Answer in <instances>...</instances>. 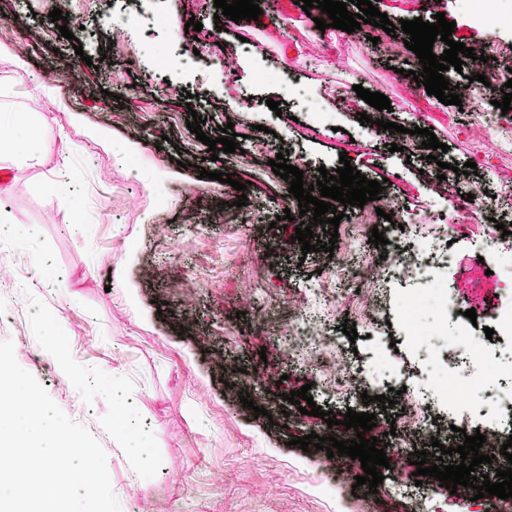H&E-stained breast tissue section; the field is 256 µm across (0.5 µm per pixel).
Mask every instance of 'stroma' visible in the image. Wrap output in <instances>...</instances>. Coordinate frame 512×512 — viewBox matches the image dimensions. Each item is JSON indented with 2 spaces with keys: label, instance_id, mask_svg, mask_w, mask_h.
Listing matches in <instances>:
<instances>
[{
  "label": "stroma",
  "instance_id": "stroma-1",
  "mask_svg": "<svg viewBox=\"0 0 512 512\" xmlns=\"http://www.w3.org/2000/svg\"><path fill=\"white\" fill-rule=\"evenodd\" d=\"M371 2L393 22L431 23L443 13L456 24L453 40L488 56L486 78L512 66V29L478 23L466 0ZM56 8L68 29H80L78 41L56 29ZM214 13L198 0H100L93 12L78 0H0V116L38 125L34 159L0 150L9 186L0 194V340L13 341L18 363L100 442L120 512H351L360 461L346 456L332 470L326 451L296 446L330 428L283 395L309 386L322 411L339 417L350 409L378 416L382 405L341 402L329 373L291 362L280 339L293 335L300 309L318 307V284L345 282L357 246L351 225L369 220L363 237L383 233L373 257L409 248L383 217L396 209L439 239L467 220V234L448 247L444 291L493 329L488 348L511 344L495 332L512 268L496 258L492 201L512 193V110L452 69L444 76L461 103L442 104L404 76L421 71L417 56L378 27L321 31L320 9L304 12L294 0H276L247 24ZM192 18L203 25L195 36L184 31ZM262 69L275 78L258 82ZM359 85L385 94L392 111L358 98ZM362 113L370 123L359 122ZM195 114L212 138L233 123L239 151L209 161L187 127ZM384 120L432 128L449 150L434 161L389 152L400 136L383 131ZM280 152L308 184L319 167L335 172L344 152L367 179L389 186L320 230L333 252L305 254L293 241L298 201L268 164ZM443 161L477 165L459 184L479 193L468 217L439 179ZM203 169L247 183L246 206L236 207L232 181L200 177ZM285 211L291 221L276 225ZM409 287L392 280L371 324L358 322L352 292H338L323 324L335 354L367 375L394 345L405 376L426 371L403 340L398 299ZM347 321L356 340L342 332ZM49 339L81 375L44 357ZM243 392L264 416L243 407ZM118 420L128 428L122 444ZM372 434L390 467L366 494V512H460L470 489L413 485L400 454L408 438L386 437L380 426Z\"/></svg>",
  "mask_w": 512,
  "mask_h": 512
}]
</instances>
